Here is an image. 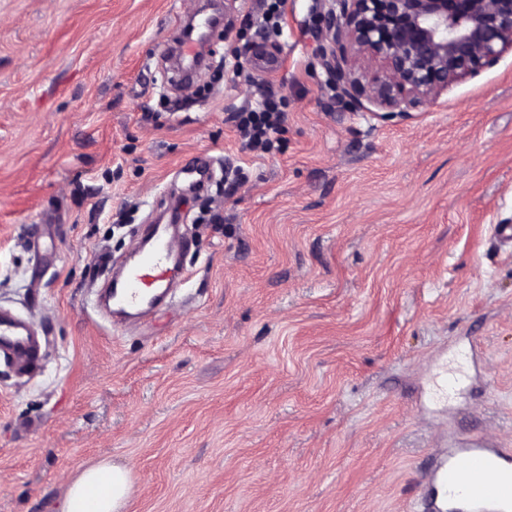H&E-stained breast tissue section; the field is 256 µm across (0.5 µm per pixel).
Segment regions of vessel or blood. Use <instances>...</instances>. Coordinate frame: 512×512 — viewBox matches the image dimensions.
<instances>
[{"label": "vessel or blood", "instance_id": "1", "mask_svg": "<svg viewBox=\"0 0 512 512\" xmlns=\"http://www.w3.org/2000/svg\"><path fill=\"white\" fill-rule=\"evenodd\" d=\"M149 248L139 262L127 269L112 287V308L123 314L133 309L144 313L154 308L168 293L171 282L167 262L172 240L162 224L149 227ZM9 356L14 365L26 369L38 356V338L31 325L9 312H0V356ZM429 486L461 488L458 512H512V448H496L477 438L449 452L426 475Z\"/></svg>", "mask_w": 512, "mask_h": 512}]
</instances>
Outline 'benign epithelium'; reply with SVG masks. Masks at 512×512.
<instances>
[{"mask_svg": "<svg viewBox=\"0 0 512 512\" xmlns=\"http://www.w3.org/2000/svg\"><path fill=\"white\" fill-rule=\"evenodd\" d=\"M315 41L343 97L407 114L512 52V0H325Z\"/></svg>", "mask_w": 512, "mask_h": 512, "instance_id": "1", "label": "benign epithelium"}]
</instances>
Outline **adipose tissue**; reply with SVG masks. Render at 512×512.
<instances>
[{"label": "adipose tissue", "mask_w": 512, "mask_h": 512, "mask_svg": "<svg viewBox=\"0 0 512 512\" xmlns=\"http://www.w3.org/2000/svg\"><path fill=\"white\" fill-rule=\"evenodd\" d=\"M132 488L129 469L101 461L83 469L66 488L61 512H124Z\"/></svg>", "instance_id": "obj_1"}]
</instances>
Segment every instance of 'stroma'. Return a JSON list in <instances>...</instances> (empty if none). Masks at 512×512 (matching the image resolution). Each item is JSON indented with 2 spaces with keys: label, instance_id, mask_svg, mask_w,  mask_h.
I'll list each match as a JSON object with an SVG mask.
<instances>
[{
  "label": "stroma",
  "instance_id": "35a3bbf8",
  "mask_svg": "<svg viewBox=\"0 0 512 512\" xmlns=\"http://www.w3.org/2000/svg\"><path fill=\"white\" fill-rule=\"evenodd\" d=\"M317 2L277 33L234 0L251 27L184 86L161 65L198 0H0V309L48 341L34 377L0 360V512H60L103 459L125 512H425L438 449L512 448V53L382 118L327 86ZM266 81L260 156L224 116ZM173 207L185 282L114 327L95 293Z\"/></svg>",
  "mask_w": 512,
  "mask_h": 512
}]
</instances>
